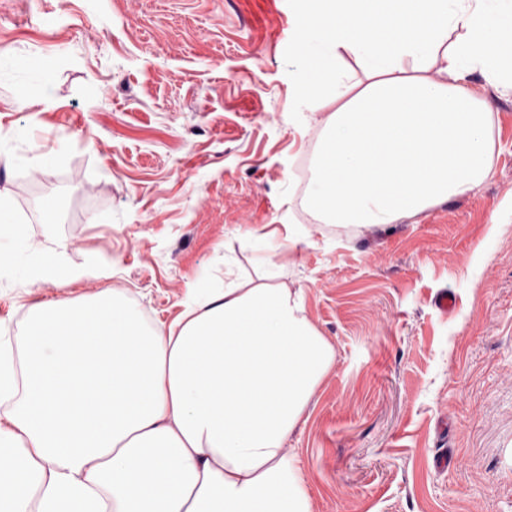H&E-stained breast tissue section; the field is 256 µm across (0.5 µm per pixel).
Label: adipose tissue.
Returning <instances> with one entry per match:
<instances>
[{
  "label": "adipose tissue",
  "mask_w": 512,
  "mask_h": 512,
  "mask_svg": "<svg viewBox=\"0 0 512 512\" xmlns=\"http://www.w3.org/2000/svg\"><path fill=\"white\" fill-rule=\"evenodd\" d=\"M303 73L289 111L318 112V140L288 184L315 224L252 231L196 270L163 325L118 290L82 299L64 266L0 200V293L49 281L0 338V512H312L289 434L336 365L300 292L254 285L240 256L270 261L418 215L493 172L490 94L512 97V0H316L301 17ZM51 71L0 54V88L49 89ZM74 146L0 135V162L29 181Z\"/></svg>",
  "instance_id": "obj_1"
}]
</instances>
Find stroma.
Masks as SVG:
<instances>
[{
    "mask_svg": "<svg viewBox=\"0 0 512 512\" xmlns=\"http://www.w3.org/2000/svg\"><path fill=\"white\" fill-rule=\"evenodd\" d=\"M299 0H0V53L54 69L50 91L0 90V134L76 141L38 183L0 165L22 231L109 276L162 322L195 272L293 211L289 158L318 126L288 102ZM495 165L478 189L416 216L298 246L290 281L336 366L288 437L313 512H512V97H492ZM54 198L47 224L39 197ZM121 214L96 224L91 209ZM491 251H483L486 236ZM480 254L469 287L461 281ZM456 297L445 315L434 300ZM449 453L452 467L437 466Z\"/></svg>",
    "mask_w": 512,
    "mask_h": 512,
    "instance_id": "stroma-1",
    "label": "stroma"
}]
</instances>
